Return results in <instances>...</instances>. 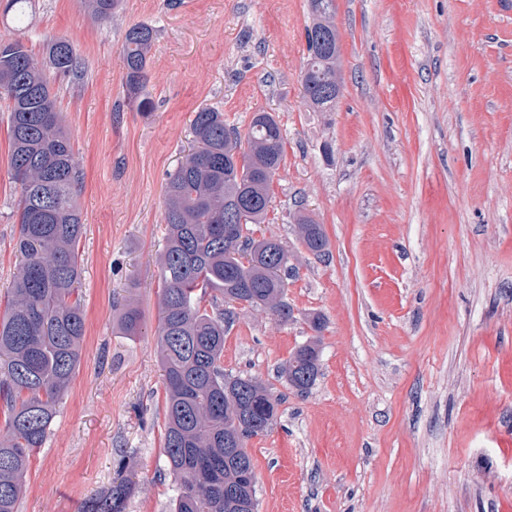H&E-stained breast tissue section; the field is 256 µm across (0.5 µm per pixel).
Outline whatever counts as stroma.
<instances>
[{"label":"stroma","instance_id":"35a3bbf8","mask_svg":"<svg viewBox=\"0 0 512 512\" xmlns=\"http://www.w3.org/2000/svg\"><path fill=\"white\" fill-rule=\"evenodd\" d=\"M0 15V40L76 45L50 73L81 171L76 297L80 363L34 454L19 512H80L125 463L127 512H172L157 339L165 184L202 108L246 136L271 113L283 161L253 238L278 239L293 316L234 305L225 373L281 396L246 440L258 512H512V0H335L336 108L306 107L309 0H120L110 23L83 0ZM156 31L146 93L127 96L126 30ZM19 193L0 101V311L19 262ZM302 208L328 239L300 243ZM143 315L122 335L126 303ZM324 319L313 332L309 315ZM320 340V374L297 395L281 375ZM49 64L57 73H69L78 66L76 47L69 38L60 36L52 39L46 48Z\"/></svg>","mask_w":512,"mask_h":512}]
</instances>
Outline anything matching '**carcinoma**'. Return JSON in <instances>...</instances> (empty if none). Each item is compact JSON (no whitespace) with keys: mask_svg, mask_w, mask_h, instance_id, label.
Masks as SVG:
<instances>
[{"mask_svg":"<svg viewBox=\"0 0 512 512\" xmlns=\"http://www.w3.org/2000/svg\"><path fill=\"white\" fill-rule=\"evenodd\" d=\"M91 16L106 23L117 0H84ZM307 75L301 80L305 104L331 112L341 93V57L334 0H310ZM156 31L135 24L122 46L128 97L138 110L150 109L143 96L149 52ZM58 73L78 66L69 38L46 48ZM0 99L9 104L10 170L19 185L21 262L10 298L0 314V512H19L25 475L43 447L56 405L68 391L85 337L81 305L71 300L80 277L78 246L84 224L78 202L79 171L43 65L21 41H0ZM197 148L165 186V249L159 258L162 288L158 353L165 377L163 450L174 478V512H248L258 506L254 464L246 439L266 432L280 399L258 380L226 376L224 321L202 312L197 291L210 288L227 302L269 309L283 321L292 310L285 300L281 270L287 256L274 239L243 233L263 223L273 176L283 159V134L268 112L254 115L247 147L230 136L224 115L209 108L195 112ZM243 159L237 165L236 156ZM235 219L224 235V214ZM301 244L323 257V226L303 213L294 215ZM140 312L127 308L118 329L139 332ZM320 366L316 340L297 347L283 369L288 387L300 394L315 383ZM138 485L127 479L90 500L83 512H126Z\"/></svg>","mask_w":512,"mask_h":512,"instance_id":"1","label":"carcinoma"}]
</instances>
